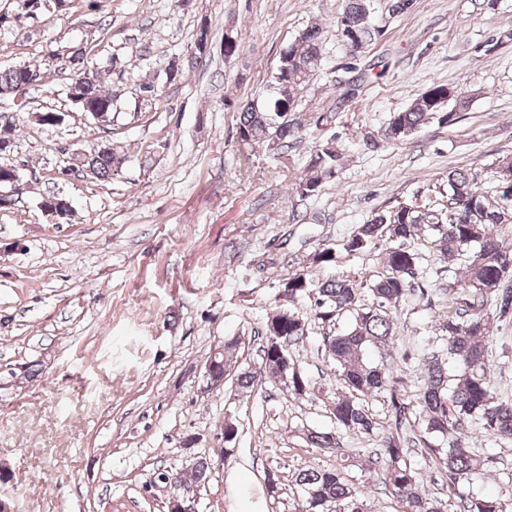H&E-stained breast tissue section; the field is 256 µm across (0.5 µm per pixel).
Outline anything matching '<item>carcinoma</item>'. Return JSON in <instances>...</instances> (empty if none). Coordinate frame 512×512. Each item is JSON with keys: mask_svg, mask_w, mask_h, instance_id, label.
Here are the masks:
<instances>
[{"mask_svg": "<svg viewBox=\"0 0 512 512\" xmlns=\"http://www.w3.org/2000/svg\"><path fill=\"white\" fill-rule=\"evenodd\" d=\"M65 0H22V7L43 13L64 6ZM337 30L350 48L359 50L379 33L371 22L369 0H346ZM72 69L78 71L67 85V98L78 101L85 113L92 110L112 111V94L101 86L98 75L85 71L84 51L79 46L68 50ZM320 63V28L304 30L284 51L274 76L275 92L261 104L248 102L239 113L238 139L242 146L265 145L272 153L289 148L301 138L303 122L297 117L300 92ZM34 69L16 66L0 70V98L15 97L30 84ZM463 98L451 93L445 84H434L406 110L395 112L385 129L386 139L399 143L417 132L434 117L446 123L456 120L464 107ZM123 158L114 148L98 147L77 151V171L97 179L112 177ZM341 154L325 145L316 150L307 172L295 183L303 198L317 195L322 181L335 176ZM448 204L437 209L431 204L400 202L391 210L375 215L358 225L342 243L349 255L385 241L381 269L365 285L347 276L313 283L295 273L283 281L280 298L284 302L265 322L266 341L262 363L231 373L239 339L224 342L215 374L232 376L236 389H249L267 376L297 399L315 396L313 381L291 361L288 347L308 337L315 326L336 325L346 314L352 315L350 326L337 333H326L323 348L336 364L338 391L329 405L336 430H306L305 442L312 448L340 449L336 431L370 434L377 426L369 401L382 393L389 394L393 425L382 437L381 478L392 497L404 506L403 512H445L446 505L423 490L421 474L409 459L407 425L416 424L432 437L448 440L447 450L425 443L428 453L439 458L448 485L467 479L477 465L476 455L462 437L468 420L483 423L500 441L512 443V402L496 397L489 368L490 321L512 320V251L505 250L495 228L512 224L509 217L495 207L481 188L478 172H448ZM427 229L431 249L446 270L459 265L464 275L448 282V314L444 317L446 354L432 356L422 364L423 383L415 407H410L398 393V381L388 369L393 357L396 323L395 312L413 291L419 275V253L408 242ZM301 296L313 305L306 313L293 310L290 304ZM376 349L381 362L365 360ZM346 466L309 467L293 474L294 485L304 499L302 512H330L333 505H344L343 512H364L362 489L346 478ZM174 477L175 484L203 485L212 475V463L205 459L187 472L164 470L159 476ZM454 512H512V496L496 498H460Z\"/></svg>", "mask_w": 512, "mask_h": 512, "instance_id": "cac0c4a2", "label": "carcinoma"}]
</instances>
